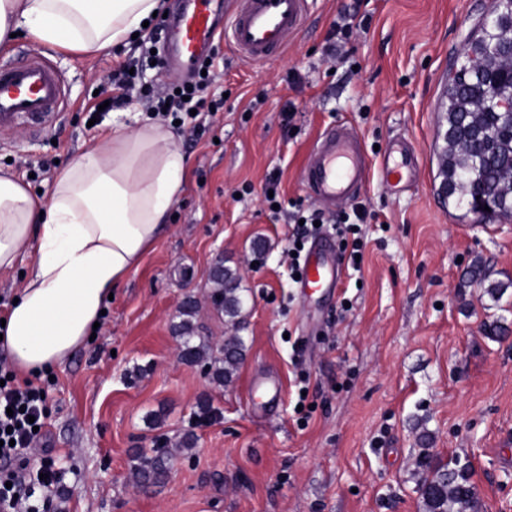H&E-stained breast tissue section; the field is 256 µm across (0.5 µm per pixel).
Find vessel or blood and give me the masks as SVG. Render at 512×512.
Listing matches in <instances>:
<instances>
[{
	"instance_id": "1",
	"label": "vessel or blood",
	"mask_w": 512,
	"mask_h": 512,
	"mask_svg": "<svg viewBox=\"0 0 512 512\" xmlns=\"http://www.w3.org/2000/svg\"><path fill=\"white\" fill-rule=\"evenodd\" d=\"M307 0H177L166 26L165 66L190 78L198 61L226 43L250 62H263L286 49L287 38L304 23ZM70 107L62 76L35 54L0 66V129L30 123L42 126ZM372 167L351 127L326 129L312 145L300 174L313 197L332 201L356 195ZM333 262L325 239H315L302 269V284L321 287Z\"/></svg>"
}]
</instances>
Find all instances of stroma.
I'll use <instances>...</instances> for the list:
<instances>
[{
  "label": "stroma",
  "instance_id": "obj_1",
  "mask_svg": "<svg viewBox=\"0 0 512 512\" xmlns=\"http://www.w3.org/2000/svg\"><path fill=\"white\" fill-rule=\"evenodd\" d=\"M491 0H308L286 52L265 63L220 47L212 93L224 108L194 126L166 119L188 158L170 229L113 291L93 341L42 378L40 445L61 473L45 512H426L421 456L465 469L479 512H512V220L473 223L439 194L435 150L444 86ZM353 34L340 58L323 47L334 23ZM50 58L71 106L51 124L0 130V168L50 194L61 166L113 123L146 117L143 101L94 111L100 79L126 52ZM293 109L291 125L282 110ZM353 126L373 164L400 142L418 159L403 187L372 173L324 205L300 183L316 137ZM279 173L283 211L264 188ZM363 260L330 241L338 287L305 298L288 275L290 213L354 220ZM507 290L468 282L474 260ZM237 269L246 294V357L213 382L177 357L186 298L198 333L225 338L208 272ZM505 334L488 339L484 326ZM213 413L195 414L201 397ZM163 442L165 483L137 485L133 454Z\"/></svg>",
  "mask_w": 512,
  "mask_h": 512
}]
</instances>
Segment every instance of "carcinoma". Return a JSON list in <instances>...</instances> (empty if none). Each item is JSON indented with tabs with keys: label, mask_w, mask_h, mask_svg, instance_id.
<instances>
[{
	"label": "carcinoma",
	"mask_w": 512,
	"mask_h": 512,
	"mask_svg": "<svg viewBox=\"0 0 512 512\" xmlns=\"http://www.w3.org/2000/svg\"><path fill=\"white\" fill-rule=\"evenodd\" d=\"M509 34L499 27L482 23L468 41L462 61L448 77L445 96L447 128L438 152L442 184L451 187L465 182L478 187L481 194L496 204L491 217L512 218V73L500 67V53L507 50ZM480 130L477 143H467L468 131ZM209 280L213 285L211 300L217 311L239 330L245 296L237 271L220 263ZM198 304L187 299L182 306L185 320L176 326L179 359L188 365L210 361L209 370L217 382L228 383L245 357L243 337L234 335L216 347L210 341L196 340L192 319ZM167 453L138 458L135 472L144 486H157L167 476ZM420 490L427 512H478L479 501L474 485L462 469L430 467Z\"/></svg>",
	"instance_id": "obj_1"
}]
</instances>
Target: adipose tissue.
<instances>
[{
  "label": "adipose tissue",
  "instance_id": "obj_1",
  "mask_svg": "<svg viewBox=\"0 0 512 512\" xmlns=\"http://www.w3.org/2000/svg\"><path fill=\"white\" fill-rule=\"evenodd\" d=\"M162 0H0V50L21 34L84 56L128 46ZM187 157L166 125L143 119L96 138L56 176L49 197L0 169V274L23 270L0 343L36 375L85 344L113 289L167 231Z\"/></svg>",
  "mask_w": 512,
  "mask_h": 512
}]
</instances>
